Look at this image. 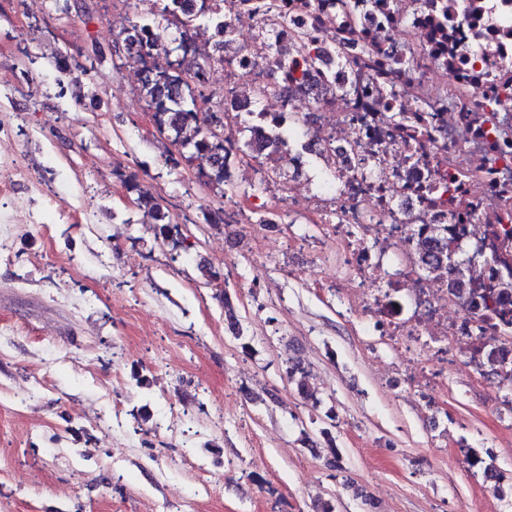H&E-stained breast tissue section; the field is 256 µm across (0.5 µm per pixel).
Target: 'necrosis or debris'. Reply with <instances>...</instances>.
<instances>
[{
    "instance_id": "obj_1",
    "label": "necrosis or debris",
    "mask_w": 512,
    "mask_h": 512,
    "mask_svg": "<svg viewBox=\"0 0 512 512\" xmlns=\"http://www.w3.org/2000/svg\"><path fill=\"white\" fill-rule=\"evenodd\" d=\"M290 21L267 35L242 0H192L163 30L185 33L178 72L205 93L197 111L204 132L224 130V164H201L208 179L235 184L244 165L241 135L280 139L288 171L269 181L267 229L300 217L328 224L341 259L336 290L366 333L389 349L416 353L402 375L432 407L430 384L448 362L502 377L512 355V306L485 326L470 299L448 288V273H423L421 245L440 239L468 249L470 288L492 293L512 268V0H278ZM448 22H437L438 7ZM235 16L246 43L222 48L218 27ZM307 33L321 60L287 78L272 46L291 50ZM397 63L382 69L381 54ZM260 100L268 118L248 121ZM425 107L428 132L394 125V104ZM300 126L297 142L285 139ZM370 159L373 175L360 173ZM322 162L332 191L314 193L311 161Z\"/></svg>"
}]
</instances>
